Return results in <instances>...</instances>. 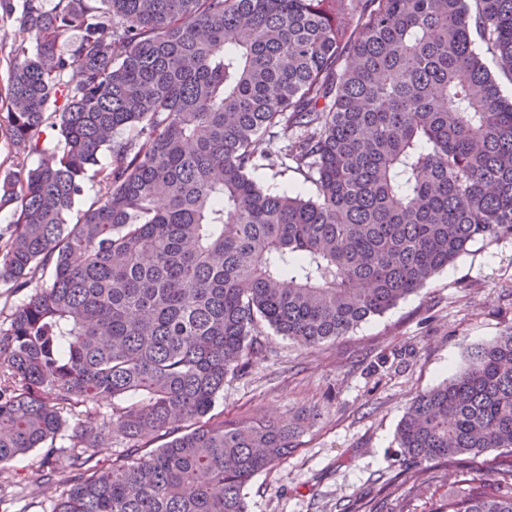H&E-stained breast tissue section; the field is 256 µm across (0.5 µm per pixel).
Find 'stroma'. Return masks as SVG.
Listing matches in <instances>:
<instances>
[{
	"mask_svg": "<svg viewBox=\"0 0 512 512\" xmlns=\"http://www.w3.org/2000/svg\"><path fill=\"white\" fill-rule=\"evenodd\" d=\"M21 3L0 0V115L23 39L13 15ZM509 331L512 239L470 243L385 314L316 348L267 331L269 357L228 379L215 405L228 422L275 417L298 429L288 458L246 486L249 512H439L454 472L435 465L430 488L405 492L394 456L398 425L415 394ZM43 457L40 450L17 457L0 473V512H52L66 473L44 467Z\"/></svg>",
	"mask_w": 512,
	"mask_h": 512,
	"instance_id": "1",
	"label": "stroma"
}]
</instances>
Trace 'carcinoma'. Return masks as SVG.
<instances>
[{"instance_id":"carcinoma-1","label":"carcinoma","mask_w":512,"mask_h":512,"mask_svg":"<svg viewBox=\"0 0 512 512\" xmlns=\"http://www.w3.org/2000/svg\"><path fill=\"white\" fill-rule=\"evenodd\" d=\"M47 2L23 0L35 47L6 92L12 145L43 160L0 179V280H50L0 331V471L107 400L70 427L52 512H248L296 431L214 407L263 328L315 348L512 238V0ZM261 160L314 195L264 189ZM87 181L105 192L72 224ZM396 440L411 490L512 449V332L414 396ZM455 477L441 512H512V458ZM505 450H490L480 454L479 456H463L461 457V465L468 469L479 472L485 478L495 477L496 462L500 458V453Z\"/></svg>"}]
</instances>
